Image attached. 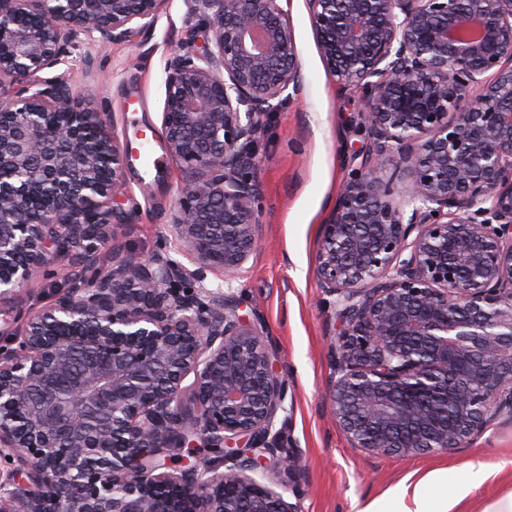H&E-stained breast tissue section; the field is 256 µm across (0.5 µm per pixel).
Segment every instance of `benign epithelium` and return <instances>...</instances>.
Segmentation results:
<instances>
[{
	"mask_svg": "<svg viewBox=\"0 0 512 512\" xmlns=\"http://www.w3.org/2000/svg\"><path fill=\"white\" fill-rule=\"evenodd\" d=\"M193 2L212 38L190 32L167 60L162 139L196 269L126 251L104 271L127 153L56 70L84 44L137 45L166 0H0V298L81 249L67 288L0 348L4 512H301L285 497L300 499L298 459L279 492L256 479L280 459L288 394L264 332L192 282L240 274L255 248L253 146L302 68L282 0ZM308 8L369 139L316 267L339 327L331 414L371 455L451 453L512 418V0ZM183 448L217 456L168 470Z\"/></svg>",
	"mask_w": 512,
	"mask_h": 512,
	"instance_id": "1",
	"label": "benign epithelium"
}]
</instances>
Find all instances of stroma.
I'll list each match as a JSON object with an SVG mask.
<instances>
[{
    "mask_svg": "<svg viewBox=\"0 0 512 512\" xmlns=\"http://www.w3.org/2000/svg\"><path fill=\"white\" fill-rule=\"evenodd\" d=\"M283 7L295 35L304 89L265 118L254 146L262 180V237L239 278L210 271L202 285L233 293L241 313L261 323L273 363L288 381L286 410L277 425L285 450L305 466L302 512H395L402 487L415 484L423 489L426 512H485L512 494V418L495 420L455 452L395 458L351 447L330 414L325 400L333 373L329 348L338 330L315 268L347 159L365 148L368 137L358 117L357 93L338 85L323 65L306 0H285ZM190 29L207 34L191 0H169L153 35L138 47L85 45L67 65L77 103L107 114L120 145L135 152L146 135L163 154L151 170L135 155L128 158L125 192L112 203L113 244L147 257L173 256L179 248L171 215L181 173L163 153L161 119L165 63ZM88 54L94 58L90 72L83 63ZM71 271L70 254H58L15 298L0 301V347L8 346L24 316L66 288ZM478 460L491 467L487 478L472 470ZM448 489L456 490L458 502L447 509L443 493Z\"/></svg>",
    "mask_w": 512,
    "mask_h": 512,
    "instance_id": "1",
    "label": "stroma"
}]
</instances>
